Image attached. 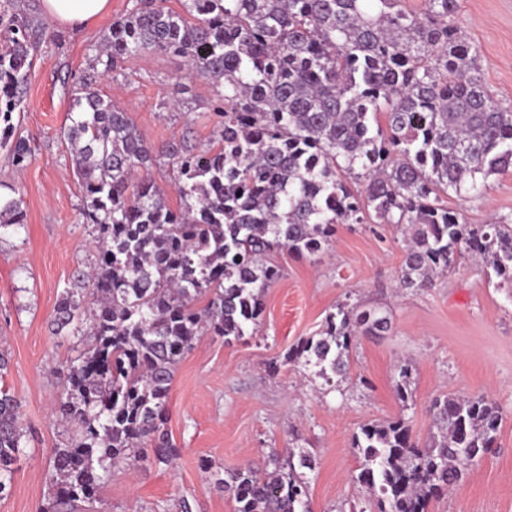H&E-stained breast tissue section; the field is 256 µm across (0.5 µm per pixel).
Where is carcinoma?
Here are the masks:
<instances>
[{
	"label": "carcinoma",
	"mask_w": 512,
	"mask_h": 512,
	"mask_svg": "<svg viewBox=\"0 0 512 512\" xmlns=\"http://www.w3.org/2000/svg\"><path fill=\"white\" fill-rule=\"evenodd\" d=\"M135 0L112 22L91 60L99 76L146 53L177 56L218 93L217 135L162 151L180 205L145 172L155 152L128 112L87 78L69 103L63 140L93 227L97 259L60 294L55 334L87 337L63 374L56 406L75 437L52 449L47 512H78L117 469L177 456L165 408L174 370L210 334L229 343L262 313L261 293L281 276L263 257L276 247L315 262L338 224H393L407 244L399 287L423 290L468 253L512 288V214L468 224L443 197L477 198L512 169V108L488 94L478 51L456 22L459 0ZM0 117L27 84L36 18L3 23ZM23 198L0 194V230L25 228ZM389 318L337 308L320 338L294 353L325 379L344 377L358 335L379 336ZM395 391L412 398L411 370ZM21 402L0 389V495L22 448ZM435 431L421 445L404 417L354 435V481L379 512H427L494 448L502 421L484 395L431 405ZM154 448V458L143 452ZM272 470L220 477L235 512H309L306 453Z\"/></svg>",
	"instance_id": "obj_1"
}]
</instances>
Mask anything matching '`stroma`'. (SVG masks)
Returning <instances> with one entry per match:
<instances>
[{
    "label": "stroma",
    "instance_id": "35a3bbf8",
    "mask_svg": "<svg viewBox=\"0 0 512 512\" xmlns=\"http://www.w3.org/2000/svg\"><path fill=\"white\" fill-rule=\"evenodd\" d=\"M459 5V25L479 50L487 89L512 106V0ZM130 6V0H112L110 12L87 26L47 24L11 119L32 158L14 165L8 146L0 144V183L19 189L27 212L21 234L0 236V342L9 358L0 388L20 399L25 434L0 512H45L49 456L71 433L53 410L79 339L53 335L50 322L61 291L76 269L94 263L96 251L80 219L79 186L61 133L72 92L92 73L95 46ZM95 87L127 109L158 150L149 175L179 206L160 152L185 133L196 144L214 139L215 87L186 76L181 58L157 53L125 59L116 78H98ZM447 201L471 224L512 214V171L491 177L482 199L463 203L451 195ZM403 249L392 225L340 224L321 262L284 249L269 253L266 263L282 275L264 291L251 334L230 343L201 337L175 370L166 425L178 450L173 466L115 471L94 512H178L183 499L192 512H234L231 495L203 463L214 462L226 474L248 464L261 469L272 451L287 449L315 461L308 474L311 512H377L371 494L354 481L360 464L354 433L364 423L401 415L413 438L426 440L431 403L446 395L488 396L500 407L502 423L492 451L428 512H512V290L467 258L428 290H399ZM341 304L380 310L390 327L379 336H357L346 375L328 383L288 351L319 335ZM401 363L412 368V398L405 405L395 393Z\"/></svg>",
    "mask_w": 512,
    "mask_h": 512
}]
</instances>
